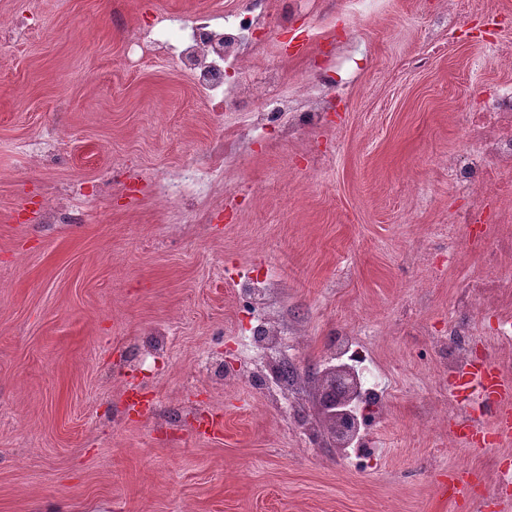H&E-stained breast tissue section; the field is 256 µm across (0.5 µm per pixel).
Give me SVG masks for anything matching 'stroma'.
I'll return each mask as SVG.
<instances>
[{"instance_id": "obj_1", "label": "stroma", "mask_w": 512, "mask_h": 512, "mask_svg": "<svg viewBox=\"0 0 512 512\" xmlns=\"http://www.w3.org/2000/svg\"><path fill=\"white\" fill-rule=\"evenodd\" d=\"M247 0H0V512H512V446L461 447L431 350L452 319L493 352L485 276L452 224L499 207L448 175L465 124L512 87V0H265L256 83L318 91L314 127L259 128L158 53L126 50L158 21ZM195 182L172 190L182 170ZM271 278L299 376L337 330L365 336L390 397L356 464L256 391L244 275ZM475 475V500L442 495Z\"/></svg>"}]
</instances>
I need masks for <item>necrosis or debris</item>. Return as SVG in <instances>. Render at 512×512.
Returning a JSON list of instances; mask_svg holds the SVG:
<instances>
[{"instance_id":"obj_1","label":"necrosis or debris","mask_w":512,"mask_h":512,"mask_svg":"<svg viewBox=\"0 0 512 512\" xmlns=\"http://www.w3.org/2000/svg\"><path fill=\"white\" fill-rule=\"evenodd\" d=\"M261 25L260 16H214L204 14L187 24L172 22L151 28L132 51L146 57L156 50L168 52L189 73L198 91L209 98L236 101L254 89L252 78L240 72L237 82L225 85L226 69H238L244 47L252 45ZM324 110L318 93L296 99L264 90L256 114L258 126L287 122L289 127L320 122ZM469 124L477 142L475 150L450 160L449 169L458 183L478 188L492 187L494 193L507 196L509 202L499 213L496 224L483 223L478 209L458 214L456 225L469 242L475 243L485 257H499L512 249V90L488 98L482 111L471 113ZM238 288L251 302L259 321L252 327V345L257 350L276 346L282 333L267 309L271 288L269 279L248 278ZM476 335L467 322L448 324V340L444 343V361L451 371H460L472 362V345ZM330 363L346 367L357 382V388L344 410L358 416L364 404L383 407L390 394L386 376L370 361L355 336L339 331L331 349Z\"/></svg>"}]
</instances>
